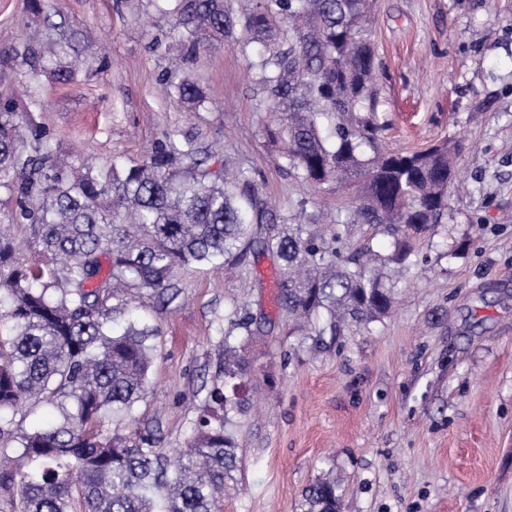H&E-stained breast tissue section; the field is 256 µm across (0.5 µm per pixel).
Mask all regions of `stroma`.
Listing matches in <instances>:
<instances>
[{"label": "stroma", "mask_w": 512, "mask_h": 512, "mask_svg": "<svg viewBox=\"0 0 512 512\" xmlns=\"http://www.w3.org/2000/svg\"><path fill=\"white\" fill-rule=\"evenodd\" d=\"M71 28L107 46L108 64L80 59L74 82L31 81L0 63V91L44 107L18 112L61 154L98 165L141 159L171 133L251 169L266 207L327 223L349 208L335 184L290 170L256 70L233 45L184 59L169 51L157 0H60ZM47 31L25 0H0V44L39 46ZM373 89L389 149L448 138L464 149L463 191L445 223L385 271L395 304L380 320L321 335L277 305L278 261L187 268L180 294L143 310L161 333L141 422L158 424L163 451L181 447L209 389L222 383L226 315L247 306L252 364L240 415L241 481L224 512H296L303 489L331 474L344 512H512V0H375ZM189 78L208 97L187 111L166 83ZM277 394H270L266 377Z\"/></svg>", "instance_id": "1"}]
</instances>
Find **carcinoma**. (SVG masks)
<instances>
[{"instance_id": "1", "label": "carcinoma", "mask_w": 512, "mask_h": 512, "mask_svg": "<svg viewBox=\"0 0 512 512\" xmlns=\"http://www.w3.org/2000/svg\"><path fill=\"white\" fill-rule=\"evenodd\" d=\"M370 0H253L239 14L230 0H179L173 26L186 59L225 42L244 53L257 43L258 90L270 101L289 167L316 185L355 194V206L327 225L288 223L267 210L252 172H232L189 139L166 134L143 158L114 159L81 172L58 155L40 125L13 120L14 98H0V190L9 206L0 226V512H224L237 483L243 380L251 363L243 342L248 312H233L214 387L185 448L167 454L154 430L139 425L157 357L159 329L131 318L143 290L178 296V273L191 266L240 264L250 251L280 261L277 299L288 314L336 331L372 322L391 308L381 268L409 254L406 239L424 235L448 213L458 146L446 141L414 152L386 151V124L369 83L375 50L364 28ZM31 14L59 32L35 49L10 46L4 58L61 84L74 79L75 52L91 38L62 34L51 0H28ZM191 109L207 102L193 81L175 87ZM335 119L331 136L323 121ZM372 224L394 238L387 258L351 253L338 261L343 232ZM28 234L34 257L17 255L11 229ZM47 404L54 417L18 432L22 405ZM336 479L314 480L301 512H340Z\"/></svg>"}]
</instances>
